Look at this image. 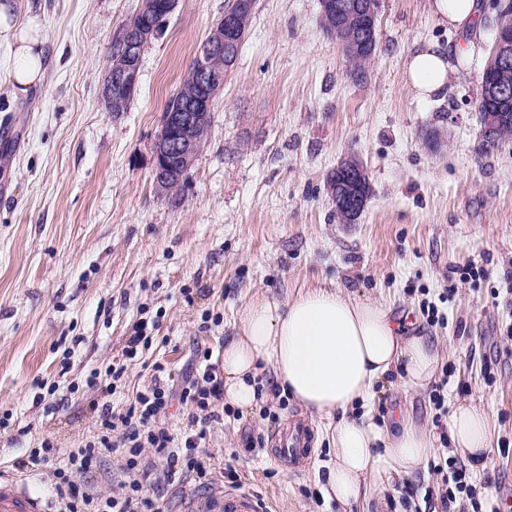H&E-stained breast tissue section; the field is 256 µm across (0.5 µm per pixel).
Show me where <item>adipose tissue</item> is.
<instances>
[{"label": "adipose tissue", "mask_w": 512, "mask_h": 512, "mask_svg": "<svg viewBox=\"0 0 512 512\" xmlns=\"http://www.w3.org/2000/svg\"><path fill=\"white\" fill-rule=\"evenodd\" d=\"M11 42V81L28 93L44 77V36L37 19L13 20L0 0V36ZM465 49L429 43L409 58L405 82L422 99L442 92ZM236 332L224 344V403L245 413L267 393L258 378L269 373L282 395L305 413L326 421L335 448L328 486L347 504L367 494L369 482L392 474H416L435 452V440L405 414L378 424L367 408L378 383L402 370L406 384L422 388L434 379L440 353L424 336L402 334L388 306L360 300L337 288H303L286 300L260 297L240 312ZM451 441L479 460L490 446L485 413L459 406L449 421Z\"/></svg>", "instance_id": "obj_1"}]
</instances>
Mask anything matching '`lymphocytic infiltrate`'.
<instances>
[{"mask_svg": "<svg viewBox=\"0 0 512 512\" xmlns=\"http://www.w3.org/2000/svg\"><path fill=\"white\" fill-rule=\"evenodd\" d=\"M191 408V419L200 423V430L178 438L159 426L156 418L172 400ZM224 400V381L211 361L210 352H203L197 373L185 380L179 396H172L161 377H154L148 388L140 392L125 412H114L110 403H103L98 434L84 446L71 449L66 460L56 461L50 441H43L31 454L33 463L54 462L52 476L57 495L62 499L64 512H162L161 505L149 497L148 490L156 479L142 459L144 449H153L164 462L166 477L184 475L207 484L214 478L210 462L198 453L206 438L205 423L215 418L216 404ZM121 452L127 475L124 490L116 496L77 492L74 477L89 472L100 451ZM439 485L426 488V500H439L443 512H449L459 493L465 492L466 471L451 457L435 464Z\"/></svg>", "mask_w": 512, "mask_h": 512, "instance_id": "f902f5d3", "label": "lymphocytic infiltrate"}]
</instances>
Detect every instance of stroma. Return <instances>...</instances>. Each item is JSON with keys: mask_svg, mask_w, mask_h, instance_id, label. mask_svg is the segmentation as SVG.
I'll list each match as a JSON object with an SVG mask.
<instances>
[{"mask_svg": "<svg viewBox=\"0 0 512 512\" xmlns=\"http://www.w3.org/2000/svg\"><path fill=\"white\" fill-rule=\"evenodd\" d=\"M18 22L38 18L46 72L14 92L12 51L0 40V118L23 136L0 165V465L25 463L47 512H62L50 467L29 461L43 440L60 455L99 431L103 400L91 370L126 363L114 411L134 403L157 369L180 385L207 349L221 362L243 307L261 296L336 287L389 305L428 337L448 373V408L481 407L490 449L466 466L481 503L512 493V142L485 152L479 75L496 28V0H479L468 33L440 23L431 0H380L378 47L356 80L322 29L319 0H255L237 61L213 102L206 144L183 196L158 193L152 152L168 99L232 0H178L142 51L137 93L124 112L103 99L109 48L140 0H10ZM468 42L470 57L428 101L403 83L411 53ZM356 157L372 195L339 223L326 178ZM479 277L461 280V267ZM443 322H427L422 300ZM156 321L151 347L125 360L135 325ZM493 381H486V373ZM270 417L223 409L201 455L232 467L238 489L275 512H441L425 501L433 471L393 478L342 505L323 488L335 450L318 420L292 403ZM403 411L440 435L429 390L379 384L378 419ZM307 424L302 469L276 462L247 436ZM123 459L102 454L78 487L116 494Z\"/></svg>", "mask_w": 512, "mask_h": 512, "instance_id": "35a3bbf8", "label": "stroma"}]
</instances>
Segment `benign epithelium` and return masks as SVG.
Segmentation results:
<instances>
[{
  "instance_id": "7a95c632",
  "label": "benign epithelium",
  "mask_w": 512,
  "mask_h": 512,
  "mask_svg": "<svg viewBox=\"0 0 512 512\" xmlns=\"http://www.w3.org/2000/svg\"><path fill=\"white\" fill-rule=\"evenodd\" d=\"M238 8L228 10L201 45V55L212 59L231 56L239 49L246 32V16L250 8L244 7L246 0H237ZM158 35V29H129L122 33L118 48L109 57L108 79L103 95L112 98L137 89L140 60L145 44ZM512 57V33L496 29L492 45L488 48L487 61L482 73H498V86L489 89L494 94L506 92L508 72L503 69L504 61ZM198 91L190 96L180 112H165L161 130L153 149L152 174L156 189L168 188L172 180L173 165L169 159L186 167L192 165L203 145L201 137L191 135L196 128H203L212 110L215 88H223L220 72L204 63L195 77ZM365 170L358 160L350 157L336 167V191L331 194L335 206L349 212L351 218L358 217L367 204L369 196L364 192Z\"/></svg>"
}]
</instances>
